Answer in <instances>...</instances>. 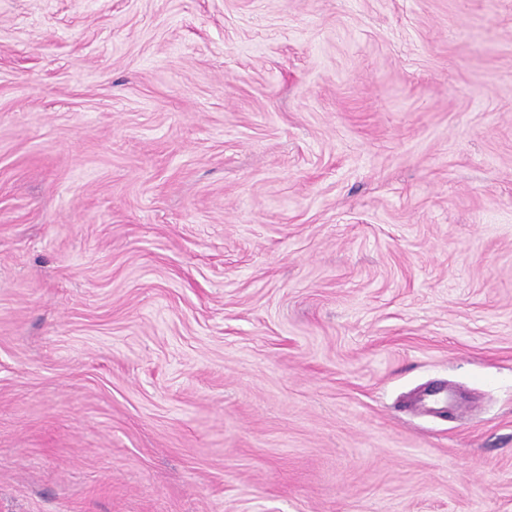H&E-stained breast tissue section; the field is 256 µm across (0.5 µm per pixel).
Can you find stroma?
Wrapping results in <instances>:
<instances>
[{"label": "stroma", "instance_id": "35a3bbf8", "mask_svg": "<svg viewBox=\"0 0 512 512\" xmlns=\"http://www.w3.org/2000/svg\"><path fill=\"white\" fill-rule=\"evenodd\" d=\"M0 512H512V0H0Z\"/></svg>", "mask_w": 512, "mask_h": 512}]
</instances>
